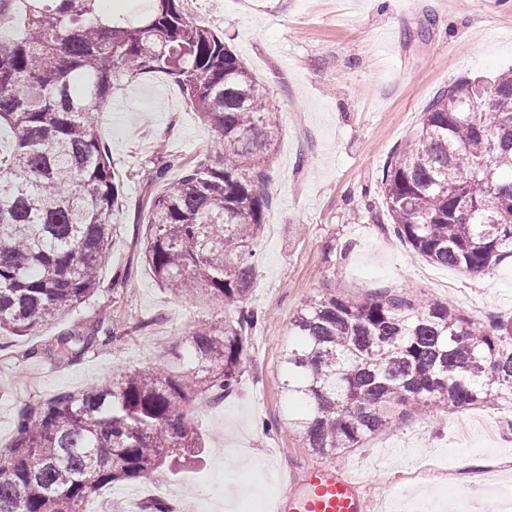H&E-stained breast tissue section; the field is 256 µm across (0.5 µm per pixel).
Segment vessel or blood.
Instances as JSON below:
<instances>
[{"instance_id": "vessel-or-blood-1", "label": "vessel or blood", "mask_w": 512, "mask_h": 512, "mask_svg": "<svg viewBox=\"0 0 512 512\" xmlns=\"http://www.w3.org/2000/svg\"><path fill=\"white\" fill-rule=\"evenodd\" d=\"M272 512H366L357 479L332 465L318 464L294 475Z\"/></svg>"}]
</instances>
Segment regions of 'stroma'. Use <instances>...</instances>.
<instances>
[{
  "instance_id": "obj_1",
  "label": "stroma",
  "mask_w": 512,
  "mask_h": 512,
  "mask_svg": "<svg viewBox=\"0 0 512 512\" xmlns=\"http://www.w3.org/2000/svg\"><path fill=\"white\" fill-rule=\"evenodd\" d=\"M187 17L223 36L270 91L277 130L249 304L266 318L248 340L237 389L192 420L205 450L162 469L176 512H267L289 472L325 463L356 477L367 512H498L512 490V399L449 413L407 414L363 447L322 456L288 424L280 360L306 299L333 290L354 300L404 293L438 299L475 320H512V258L470 274L437 265L392 236L378 203L383 167L418 128L435 93L463 77L512 68V0H183ZM123 181L119 230L96 293L28 336L0 332V450L27 406L75 393L125 370L155 367L215 304L163 288L143 254L147 199L213 153V132L162 74L122 80L95 116ZM174 126L159 134L162 125ZM178 159L166 181L151 161ZM128 273L130 287L112 283ZM112 308L114 338L63 365L43 352L51 336ZM461 456L506 463L492 496L466 499L449 477Z\"/></svg>"
}]
</instances>
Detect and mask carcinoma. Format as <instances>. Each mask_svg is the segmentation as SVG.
Masks as SVG:
<instances>
[{
  "label": "carcinoma",
  "mask_w": 512,
  "mask_h": 512,
  "mask_svg": "<svg viewBox=\"0 0 512 512\" xmlns=\"http://www.w3.org/2000/svg\"><path fill=\"white\" fill-rule=\"evenodd\" d=\"M102 0H0L18 17L0 36V330L26 336L97 291L123 192L93 113L124 78L160 72L214 131L149 204L145 260L180 296H204L224 321L186 339L188 360L118 374L24 409L0 452V512H81L98 491L143 480L202 447L187 419L200 396L239 385L255 248L271 205L275 141L269 94L224 38L192 23L181 0H150L136 20L102 23ZM393 234L468 273L512 257V69L440 89L381 178ZM112 318L59 331L45 351L73 363L111 334ZM284 403L307 447H362L404 411L462 412L512 396V321L477 322L446 302L336 292L307 300L288 329Z\"/></svg>",
  "instance_id": "1"
}]
</instances>
